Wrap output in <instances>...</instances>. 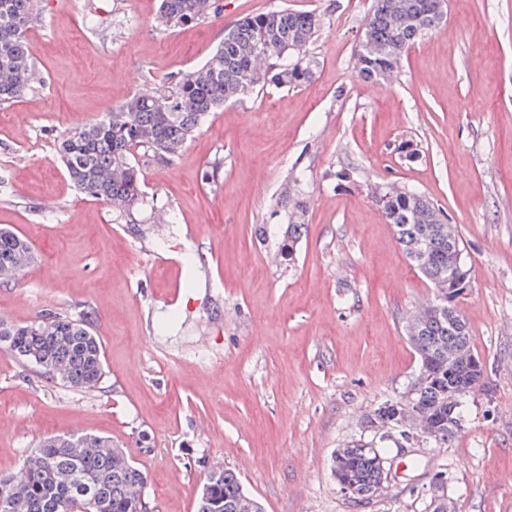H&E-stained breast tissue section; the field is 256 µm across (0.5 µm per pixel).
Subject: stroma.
I'll return each instance as SVG.
<instances>
[{
	"instance_id": "stroma-1",
	"label": "stroma",
	"mask_w": 512,
	"mask_h": 512,
	"mask_svg": "<svg viewBox=\"0 0 512 512\" xmlns=\"http://www.w3.org/2000/svg\"><path fill=\"white\" fill-rule=\"evenodd\" d=\"M221 2L175 26L159 0L39 2L27 36L41 79L0 106V228L33 262L0 283V311L88 318L104 375L74 389L0 351V475L46 436L91 433L145 470L149 512H194L216 465L265 512H512V0H448L393 82L356 68L372 0ZM283 8L321 19L309 84L226 102L172 162L139 154L132 213L75 189L62 136L201 64L228 25ZM371 184L425 195L464 243L471 282L456 306L485 374L445 441L369 421L410 399L407 322L436 298ZM174 262L186 290L172 307ZM358 441L387 473L363 500L333 472Z\"/></svg>"
}]
</instances>
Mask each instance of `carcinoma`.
Here are the masks:
<instances>
[{"mask_svg": "<svg viewBox=\"0 0 512 512\" xmlns=\"http://www.w3.org/2000/svg\"><path fill=\"white\" fill-rule=\"evenodd\" d=\"M204 0H160L159 19L175 25L207 15ZM37 0H0V105H10L30 89L33 63L27 28ZM441 23L438 0H373L356 52L365 80H388L399 71L406 51ZM320 19L288 9L248 15L224 30V40L199 67L173 78L169 85L138 92L120 106L61 138L58 153L74 187L114 210L131 212L142 200L139 149L171 161L188 138L224 103L240 99L271 82L301 87L313 77L306 47ZM406 257L440 290L458 272L468 270L459 233L422 194L399 189L379 205ZM457 249L448 250V238ZM31 256L28 241L0 228V273L12 272ZM440 312L421 319L409 341L420 356L412 399L426 413L433 438L446 441L461 422V399L473 386L460 382L461 370L448 355H472L470 328L455 306L438 300ZM0 347L26 363L35 358L56 362L64 386L95 388L103 370V349L89 322L54 316L50 326L0 322ZM352 473L350 494L368 498L381 489L380 453L362 443L342 449ZM145 471L112 451V442L94 434H62L43 439V448L19 470L0 475L18 495L20 512H74L95 501L94 512H129L131 494L146 484ZM248 492L229 468L199 497L196 512H247Z\"/></svg>", "mask_w": 512, "mask_h": 512, "instance_id": "cac0c4a2", "label": "carcinoma"}]
</instances>
